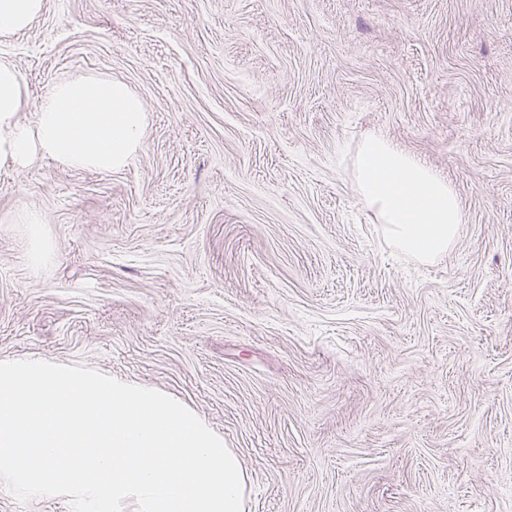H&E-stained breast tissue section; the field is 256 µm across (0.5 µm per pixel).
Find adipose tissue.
<instances>
[{"label": "adipose tissue", "instance_id": "adipose-tissue-1", "mask_svg": "<svg viewBox=\"0 0 512 512\" xmlns=\"http://www.w3.org/2000/svg\"><path fill=\"white\" fill-rule=\"evenodd\" d=\"M27 100L16 67L0 60V161L27 168L37 157L77 170L123 167L143 144L146 114L123 82L87 78L54 86L34 125L19 114ZM361 198L399 250L429 262L447 254L464 222L448 182L391 142L370 137L353 161Z\"/></svg>", "mask_w": 512, "mask_h": 512}]
</instances>
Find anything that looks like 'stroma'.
<instances>
[{"instance_id":"obj_1","label":"stroma","mask_w":512,"mask_h":512,"mask_svg":"<svg viewBox=\"0 0 512 512\" xmlns=\"http://www.w3.org/2000/svg\"><path fill=\"white\" fill-rule=\"evenodd\" d=\"M0 58L24 123L89 76L148 116L112 172L0 165V361L177 400L248 512H512V0H45ZM372 135L461 198L446 255L362 201Z\"/></svg>"}]
</instances>
